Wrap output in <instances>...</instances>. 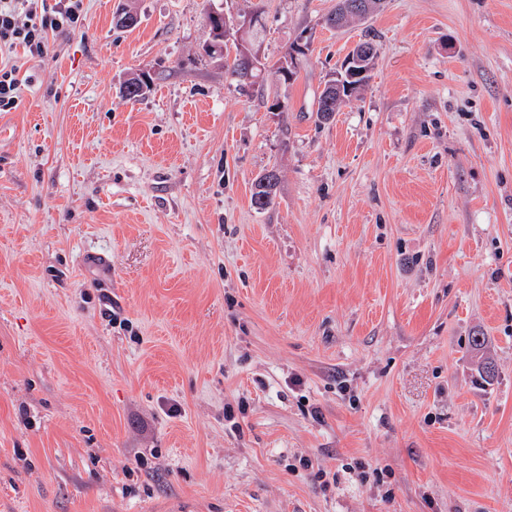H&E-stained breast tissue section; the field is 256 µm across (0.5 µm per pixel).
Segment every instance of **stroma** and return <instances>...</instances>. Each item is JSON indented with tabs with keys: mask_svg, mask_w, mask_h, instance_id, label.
Returning <instances> with one entry per match:
<instances>
[{
	"mask_svg": "<svg viewBox=\"0 0 512 512\" xmlns=\"http://www.w3.org/2000/svg\"><path fill=\"white\" fill-rule=\"evenodd\" d=\"M335 7L83 0L10 53L0 512H512V0ZM211 8L263 11L270 63L310 35L297 80L239 89ZM367 36L369 83L320 121ZM364 6L362 9H358L355 12H350L348 14H341L337 12L331 13L325 20V24L332 29H341L346 27L354 20H363L368 18L371 14L380 10L382 6V0H360ZM20 68L17 64H4L0 67V112H8L17 107L20 86ZM152 83L153 79L149 72L139 71L122 83L120 93L129 101H138L150 91ZM278 170L273 168L259 175L253 183V191L251 201L253 206L258 210H266L273 203L277 189L280 183Z\"/></svg>",
	"mask_w": 512,
	"mask_h": 512,
	"instance_id": "35a3bbf8",
	"label": "stroma"
}]
</instances>
